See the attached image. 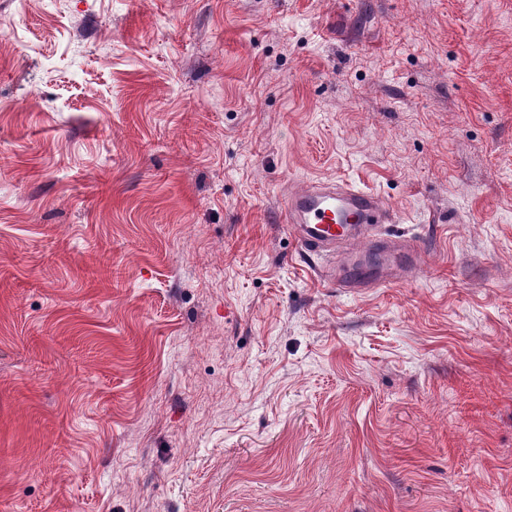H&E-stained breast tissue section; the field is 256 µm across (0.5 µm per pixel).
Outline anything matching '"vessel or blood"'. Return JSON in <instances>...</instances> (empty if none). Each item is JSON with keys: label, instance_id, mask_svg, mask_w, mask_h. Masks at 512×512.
Listing matches in <instances>:
<instances>
[{"label": "vessel or blood", "instance_id": "vessel-or-blood-1", "mask_svg": "<svg viewBox=\"0 0 512 512\" xmlns=\"http://www.w3.org/2000/svg\"><path fill=\"white\" fill-rule=\"evenodd\" d=\"M284 216L303 254L329 257L324 272L336 287H378V280L364 275L374 255L394 281L415 278L423 269L420 249H396L393 241L376 233L377 225L396 223L395 211L379 195L351 184L315 182L293 191L286 198Z\"/></svg>", "mask_w": 512, "mask_h": 512}]
</instances>
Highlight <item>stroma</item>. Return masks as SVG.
I'll list each match as a JSON object with an SVG mask.
<instances>
[{"label": "stroma", "mask_w": 512, "mask_h": 512, "mask_svg": "<svg viewBox=\"0 0 512 512\" xmlns=\"http://www.w3.org/2000/svg\"><path fill=\"white\" fill-rule=\"evenodd\" d=\"M0 512H512V0H0ZM284 216L298 248L304 255L327 256L323 266L327 279L336 288L355 291L377 288L390 280L362 277L368 259L379 255L392 281L415 278L423 270V254L418 248L396 250L393 240L379 237L377 224H396V212L379 195L351 184L315 182L291 192L285 201ZM366 238L367 251L351 247Z\"/></svg>", "instance_id": "obj_1"}]
</instances>
